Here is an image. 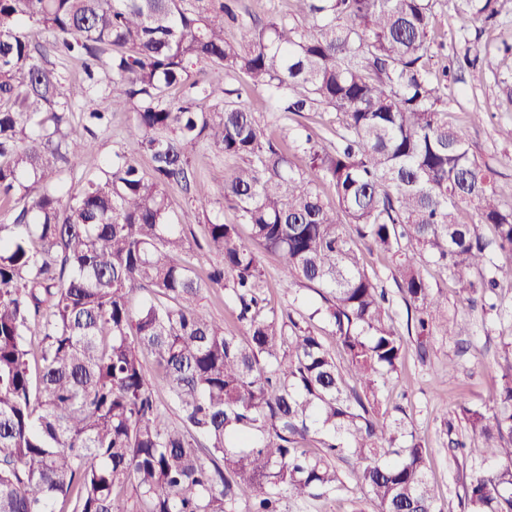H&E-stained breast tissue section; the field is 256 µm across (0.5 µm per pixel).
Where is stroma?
Returning a JSON list of instances; mask_svg holds the SVG:
<instances>
[{"instance_id": "1", "label": "stroma", "mask_w": 512, "mask_h": 512, "mask_svg": "<svg viewBox=\"0 0 512 512\" xmlns=\"http://www.w3.org/2000/svg\"><path fill=\"white\" fill-rule=\"evenodd\" d=\"M231 7L237 21L225 28L230 37L239 25L264 22L291 12L293 2L232 0ZM436 34L444 41L445 50L430 62L435 72L441 71L454 54L462 53L467 40L474 36H481L496 48L487 63L458 72L449 82L448 121L463 131L474 155L494 170L495 187L501 198L512 202V141L499 134L501 126L512 123V14L501 15L497 24L485 26L477 34L463 31L453 5H444L438 10ZM250 105L267 130L286 133L292 142L310 134L321 145L329 146L343 128L342 114L325 107L301 116L286 115L274 111L257 92L251 95ZM130 123V113H113L109 127L97 132L93 139L92 151L83 157L74 175L68 176L69 186L79 188L84 173L100 172L118 153L136 158L142 169H149L147 157L140 155L136 142L127 133ZM192 164L211 197L207 210L185 228L189 244L201 247L196 270L203 275L220 260L217 251L205 245L207 220L217 217L228 224L237 221L235 210L224 199V171L232 162L203 143L195 149ZM241 237L260 260L264 272L262 292L268 308L310 321L326 345L334 346L331 328L313 315L322 304L315 286L306 282L286 286L278 255L251 237L249 231H242ZM364 261L368 271L378 274L389 292L396 327L405 329L406 307L395 281L394 261L378 252L365 253ZM421 271L433 287L442 290L449 316L468 318L472 333L451 336L444 328H436L423 358L418 357L415 347H408L402 366L384 393L382 406L394 411L408 430L425 443L429 450V477L445 512H460L463 486L478 463H456L451 442L466 433L462 406L485 403L494 397L495 370L503 356V341L512 336V323L484 314L480 306L469 305L457 296L452 282L432 262H423ZM336 468L342 480L336 492L290 502L288 512H376L375 505L362 494L352 463L340 460Z\"/></svg>"}]
</instances>
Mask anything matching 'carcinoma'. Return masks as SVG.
I'll use <instances>...</instances> for the list:
<instances>
[{"label": "carcinoma", "instance_id": "1", "mask_svg": "<svg viewBox=\"0 0 512 512\" xmlns=\"http://www.w3.org/2000/svg\"><path fill=\"white\" fill-rule=\"evenodd\" d=\"M183 2L0 0V204L17 203L0 224V512H126L128 488L136 512H237L243 485L258 490L246 512H287L290 499L336 492L333 459L345 455L377 512H442L427 448L379 419V405L406 338L423 354L438 322L450 336L471 332L421 275L425 258L458 295L498 311L495 258L512 253V205L448 124V71L429 68L440 0H295L297 16L244 26L233 41L224 0L204 12ZM454 2L466 27L512 0ZM50 50L82 58L84 82L64 88ZM489 54L474 44L457 66ZM199 62L244 85L192 78ZM185 84L191 95L169 98ZM248 91L285 114L324 105L343 114L344 132L330 149L306 136L299 167L245 105ZM99 97L132 113L151 178L117 153L72 192L65 179L91 148L86 135L108 122ZM75 106L83 135L70 126ZM201 142L238 160L224 171L238 223L208 222L221 260L205 281L180 230L190 214L174 218L166 194L177 187L207 206L190 160ZM242 224L278 254L288 284L324 290L315 313L336 352L265 308ZM362 245L396 259L405 336ZM215 286L230 288L244 338L200 311ZM138 291L148 297L136 306ZM146 352L179 425L147 378ZM461 415L471 443L455 447L494 463L470 475L463 512H512V360L495 398Z\"/></svg>", "mask_w": 512, "mask_h": 512}]
</instances>
